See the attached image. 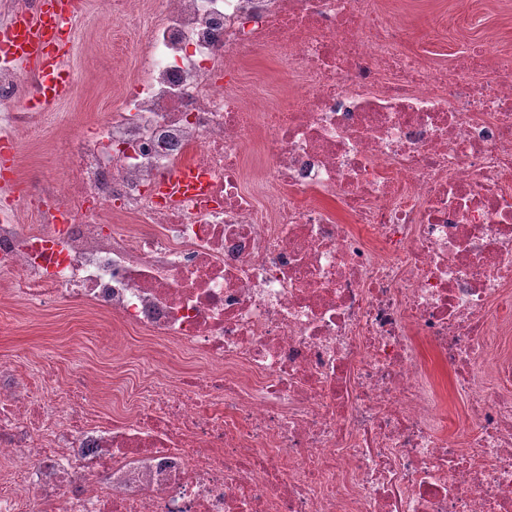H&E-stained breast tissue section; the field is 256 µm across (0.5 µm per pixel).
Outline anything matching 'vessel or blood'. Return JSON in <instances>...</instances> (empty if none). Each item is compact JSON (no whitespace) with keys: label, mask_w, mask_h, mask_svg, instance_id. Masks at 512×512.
Returning <instances> with one entry per match:
<instances>
[{"label":"vessel or blood","mask_w":512,"mask_h":512,"mask_svg":"<svg viewBox=\"0 0 512 512\" xmlns=\"http://www.w3.org/2000/svg\"><path fill=\"white\" fill-rule=\"evenodd\" d=\"M78 7L79 0H38L36 12L17 13L8 26L0 29V53L38 75L40 94L34 101L37 108L58 102L71 92L72 78L65 61L68 52L65 36ZM201 178L198 167L185 164L171 176L164 188L168 194L175 195Z\"/></svg>","instance_id":"b4317fda"}]
</instances>
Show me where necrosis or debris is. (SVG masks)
Returning <instances> with one entry per match:
<instances>
[{
  "label": "necrosis or debris",
  "instance_id": "necrosis-or-debris-1",
  "mask_svg": "<svg viewBox=\"0 0 512 512\" xmlns=\"http://www.w3.org/2000/svg\"><path fill=\"white\" fill-rule=\"evenodd\" d=\"M150 16L35 223L0 204V332L66 302L138 345L112 414L0 362V512H512V55L431 68L378 0ZM256 52L300 74L287 108L242 85ZM28 82L0 62L1 122ZM186 162L206 190L158 199Z\"/></svg>",
  "mask_w": 512,
  "mask_h": 512
}]
</instances>
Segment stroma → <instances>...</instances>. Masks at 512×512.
I'll return each instance as SVG.
<instances>
[{
	"label": "stroma",
	"instance_id": "35a3bbf8",
	"mask_svg": "<svg viewBox=\"0 0 512 512\" xmlns=\"http://www.w3.org/2000/svg\"><path fill=\"white\" fill-rule=\"evenodd\" d=\"M405 33L406 49L419 52L436 67L452 66L472 42L482 40L495 53L512 54V0H379ZM72 52L68 60L73 81L70 97L37 113L32 129L16 136L15 185L28 197L32 187L64 175L57 146L78 134L87 122L102 121L117 112L121 89L134 73L131 47L146 35L145 27L108 20L100 0H81L73 24ZM247 83L279 98L288 82L281 66L257 53L242 66ZM20 327L0 335V358L14 351L50 356L61 376L77 367L92 371L104 401L112 399V367L130 361L132 354L103 346L98 338L101 318L66 305L38 313H20Z\"/></svg>",
	"mask_w": 512,
	"mask_h": 512
}]
</instances>
